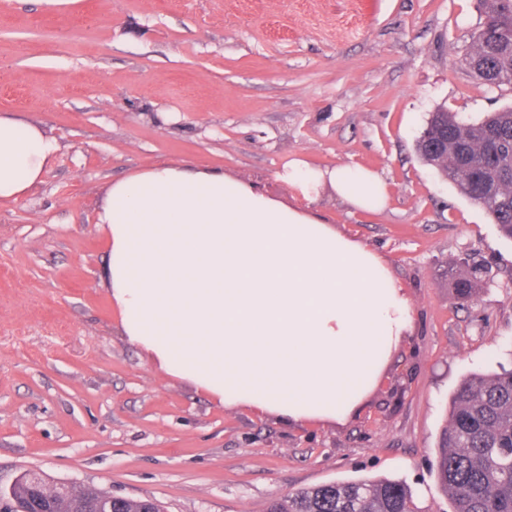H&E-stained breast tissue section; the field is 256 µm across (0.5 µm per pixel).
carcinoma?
<instances>
[{
    "label": "carcinoma",
    "instance_id": "1",
    "mask_svg": "<svg viewBox=\"0 0 512 512\" xmlns=\"http://www.w3.org/2000/svg\"><path fill=\"white\" fill-rule=\"evenodd\" d=\"M495 40L480 26L471 56L489 67L478 75L488 86L512 85V0H479ZM461 143L468 159L444 160L432 153L437 135ZM420 159L463 196L480 206L502 236L512 240V107L467 118L442 108L429 114L416 139ZM458 295L469 298L482 282V269L469 258L455 264ZM433 471L448 497L449 512H512V370L471 373L451 397L440 432ZM15 496L51 501V512H91L82 492L55 495L42 478L23 474ZM112 512H164L153 498L112 496ZM263 512H421L412 488L386 477L329 482L302 488L266 503Z\"/></svg>",
    "mask_w": 512,
    "mask_h": 512
}]
</instances>
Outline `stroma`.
Here are the masks:
<instances>
[{"mask_svg":"<svg viewBox=\"0 0 512 512\" xmlns=\"http://www.w3.org/2000/svg\"><path fill=\"white\" fill-rule=\"evenodd\" d=\"M477 0H0V113L61 146L43 183L0 204V487L21 474L152 497L165 512H262L328 482L406 481L447 512L432 464L473 371L512 369V241L419 160L442 107L512 105L467 64ZM370 169L381 212L323 189L308 207L384 257L415 310L368 405L288 425L166 374L123 336L102 284L105 186L158 163L218 169L299 204L292 159ZM491 272L469 302L456 260Z\"/></svg>","mask_w":512,"mask_h":512,"instance_id":"obj_1","label":"stroma"}]
</instances>
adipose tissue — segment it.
<instances>
[{"label":"adipose tissue","instance_id":"1","mask_svg":"<svg viewBox=\"0 0 512 512\" xmlns=\"http://www.w3.org/2000/svg\"><path fill=\"white\" fill-rule=\"evenodd\" d=\"M59 151L41 126L0 114V202L29 196ZM281 177L303 198L328 186L360 210L388 198L359 166L295 159ZM97 223L123 335L222 403L291 425L347 421L412 330L413 306L381 255L223 172L132 173L108 184Z\"/></svg>","mask_w":512,"mask_h":512}]
</instances>
